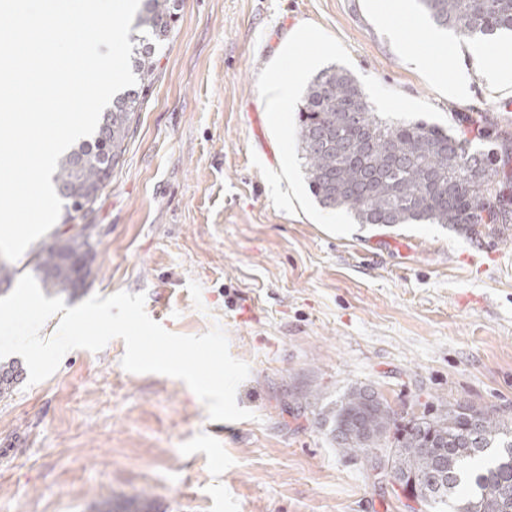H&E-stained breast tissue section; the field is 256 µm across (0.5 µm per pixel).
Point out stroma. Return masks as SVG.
Masks as SVG:
<instances>
[{
	"mask_svg": "<svg viewBox=\"0 0 512 512\" xmlns=\"http://www.w3.org/2000/svg\"><path fill=\"white\" fill-rule=\"evenodd\" d=\"M181 0L126 152L88 223V295L146 296L167 331L221 326L249 364L251 420L218 424L181 380L133 374L125 344L67 352L48 379L0 397V512H407L322 414L372 386L400 417L468 402L512 419V223H356L322 209L294 141L298 101L273 111L281 59L303 81L350 70L383 118L423 120L492 153L512 185V54L440 36L404 0ZM305 26L320 43H290ZM429 55L419 70L409 54ZM465 98L449 96L457 74Z\"/></svg>",
	"mask_w": 512,
	"mask_h": 512,
	"instance_id": "35a3bbf8",
	"label": "stroma"
}]
</instances>
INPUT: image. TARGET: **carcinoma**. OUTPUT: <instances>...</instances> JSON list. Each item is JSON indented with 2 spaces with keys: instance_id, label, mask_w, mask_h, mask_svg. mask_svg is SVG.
Returning <instances> with one entry per match:
<instances>
[{
  "instance_id": "carcinoma-1",
  "label": "carcinoma",
  "mask_w": 512,
  "mask_h": 512,
  "mask_svg": "<svg viewBox=\"0 0 512 512\" xmlns=\"http://www.w3.org/2000/svg\"><path fill=\"white\" fill-rule=\"evenodd\" d=\"M436 27L470 38L512 36V0H416ZM179 0H143L132 25L137 83L112 99L96 131L58 160L52 175L65 200L62 223L76 205L93 212L119 165L142 94L169 37ZM311 193L327 210H345L359 224L512 222V190L500 185L491 160L466 151V141L423 121L390 122L373 112L358 79L330 66L306 87L295 130ZM93 239L68 230L38 257L46 291L77 297L92 274ZM329 434L346 455L363 456L377 477L399 475L402 491L428 512H512V420L496 409L439 402L401 421L388 401L353 387L325 415ZM131 496L105 512H146Z\"/></svg>"
}]
</instances>
